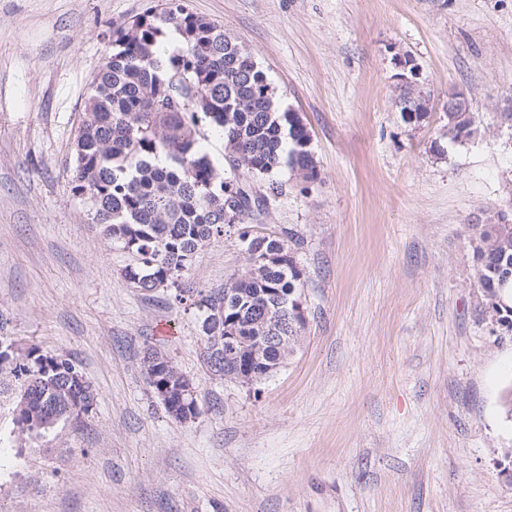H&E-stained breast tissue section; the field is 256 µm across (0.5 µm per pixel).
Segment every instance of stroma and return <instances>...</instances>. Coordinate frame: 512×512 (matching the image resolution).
I'll use <instances>...</instances> for the list:
<instances>
[{
	"label": "stroma",
	"mask_w": 512,
	"mask_h": 512,
	"mask_svg": "<svg viewBox=\"0 0 512 512\" xmlns=\"http://www.w3.org/2000/svg\"><path fill=\"white\" fill-rule=\"evenodd\" d=\"M164 0H0V332L73 356L92 411L30 440L0 379V512H512V329L474 278L469 227L512 224V0H184L221 25L311 134L262 223L292 230L306 324L253 387L214 380L196 306L144 292L72 191L74 140L112 32ZM426 115L401 110L399 61ZM465 91L478 128L450 143ZM236 229L185 270L223 287ZM198 389L171 420L141 358Z\"/></svg>",
	"instance_id": "1"
}]
</instances>
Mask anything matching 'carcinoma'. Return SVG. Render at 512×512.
I'll list each match as a JSON object with an SVG mask.
<instances>
[{"label":"carcinoma","mask_w":512,"mask_h":512,"mask_svg":"<svg viewBox=\"0 0 512 512\" xmlns=\"http://www.w3.org/2000/svg\"><path fill=\"white\" fill-rule=\"evenodd\" d=\"M182 36L183 48L167 55L157 48L165 30ZM208 124L224 140L223 162L229 176L211 158L198 126ZM448 140L463 141L475 128L472 113L446 115ZM310 134L299 117L283 108L266 74L224 29L185 9L181 0H165L113 31L112 53L95 76L85 101L72 165L74 193L92 210V221L106 237L132 254L125 278L144 291L174 289L184 301L190 289L182 273L205 247L224 237V229L245 223L261 206L283 192L276 179L284 167L314 180V158L303 148ZM268 181V193L256 199L240 185L239 172ZM235 192L228 205V191ZM254 256L224 287L197 303L203 320L221 313L237 320L239 368L254 355L277 364L295 353L297 342L256 349L270 333L264 316H286L275 302L301 295L302 272L290 230L254 235ZM469 247L478 287L499 322L512 327V224H474ZM0 353V373L17 382L16 425L29 438L40 437L76 416L81 394L96 402V390L71 357L51 355L37 346L10 344ZM158 362L149 387L165 384L170 397L160 400L176 422L198 414L194 402H181L183 375L168 356ZM203 362L216 380L232 372L224 364V342L205 341Z\"/></svg>","instance_id":"1"}]
</instances>
